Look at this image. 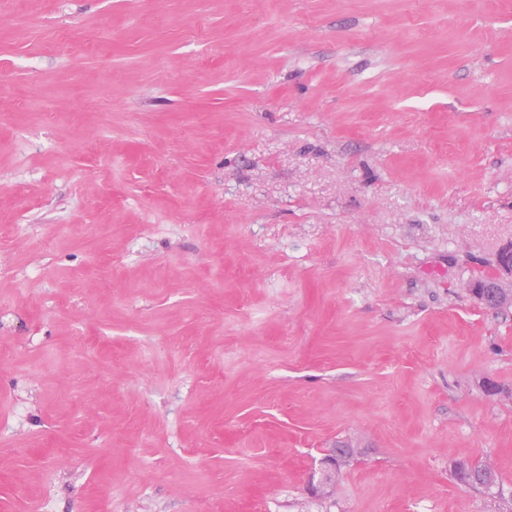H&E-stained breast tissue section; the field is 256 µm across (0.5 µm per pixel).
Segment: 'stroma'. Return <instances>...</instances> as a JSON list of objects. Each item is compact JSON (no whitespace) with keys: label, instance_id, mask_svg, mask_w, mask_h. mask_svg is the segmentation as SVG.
<instances>
[{"label":"stroma","instance_id":"stroma-1","mask_svg":"<svg viewBox=\"0 0 512 512\" xmlns=\"http://www.w3.org/2000/svg\"><path fill=\"white\" fill-rule=\"evenodd\" d=\"M510 245L512 0H0V512H498ZM455 476L463 485L475 490H490L497 485L498 476L495 467L490 462L469 463L456 462L454 465Z\"/></svg>","mask_w":512,"mask_h":512}]
</instances>
